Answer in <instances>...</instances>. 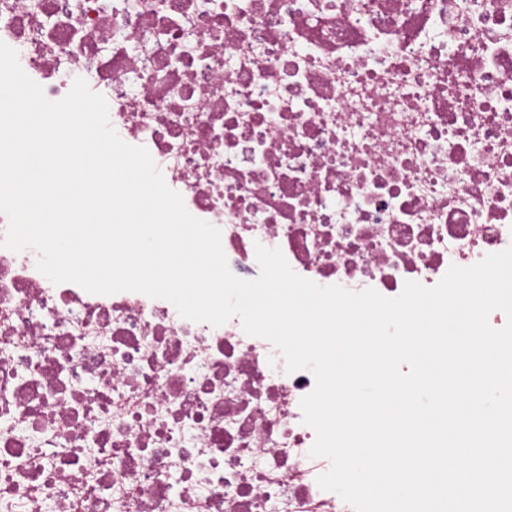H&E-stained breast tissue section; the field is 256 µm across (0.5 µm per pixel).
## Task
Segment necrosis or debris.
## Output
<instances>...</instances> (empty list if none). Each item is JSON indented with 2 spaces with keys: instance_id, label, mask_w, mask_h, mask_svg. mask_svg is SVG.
Masks as SVG:
<instances>
[{
  "instance_id": "4bbe7bcc",
  "label": "necrosis or debris",
  "mask_w": 512,
  "mask_h": 512,
  "mask_svg": "<svg viewBox=\"0 0 512 512\" xmlns=\"http://www.w3.org/2000/svg\"><path fill=\"white\" fill-rule=\"evenodd\" d=\"M49 100L75 78L255 279L398 296L512 246V0H0ZM0 245V512H353L307 369L168 300Z\"/></svg>"
}]
</instances>
